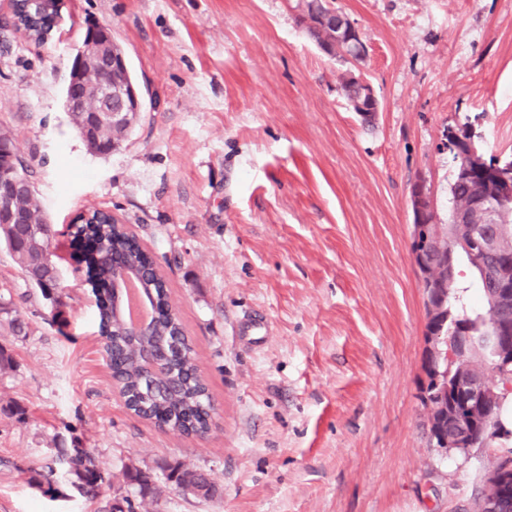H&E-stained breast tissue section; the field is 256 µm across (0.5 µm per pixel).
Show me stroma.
<instances>
[{
  "instance_id": "35a3bbf8",
  "label": "stroma",
  "mask_w": 512,
  "mask_h": 512,
  "mask_svg": "<svg viewBox=\"0 0 512 512\" xmlns=\"http://www.w3.org/2000/svg\"><path fill=\"white\" fill-rule=\"evenodd\" d=\"M359 31L379 100L350 108L345 61L307 34L302 0H65L47 44L0 29V132L18 146L61 279L44 300L0 245V297L25 322L0 343V512H472L488 451L435 448L421 403L424 293L410 250L412 185L447 223L444 134L473 126L512 154V0H332ZM104 26L143 109L123 146L91 154L62 102L72 57ZM112 211L163 268L214 407L210 432L140 419L112 386L81 249L68 230ZM269 338L254 345L245 315ZM80 445L111 481L87 500L28 483ZM181 461L219 487L183 494ZM155 497L124 487L128 466ZM124 479L127 483L138 488V493L142 498L156 494V484L154 477L149 470H143L139 467H126L123 471Z\"/></svg>"
}]
</instances>
